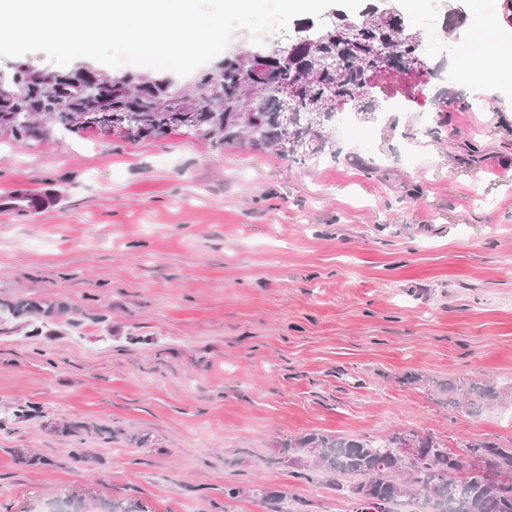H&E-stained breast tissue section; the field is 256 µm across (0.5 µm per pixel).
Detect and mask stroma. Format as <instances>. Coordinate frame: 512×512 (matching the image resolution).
Wrapping results in <instances>:
<instances>
[{"label": "stroma", "instance_id": "obj_1", "mask_svg": "<svg viewBox=\"0 0 512 512\" xmlns=\"http://www.w3.org/2000/svg\"><path fill=\"white\" fill-rule=\"evenodd\" d=\"M371 2L437 30L457 8L449 45L486 38L470 0ZM455 58L381 81L401 108L307 160L181 130L0 136V193L64 196L0 211V304L21 309L0 322V512H346L275 464L284 440L512 448L511 400L473 413L407 380L512 385V82L449 81ZM63 197L53 185L45 184L36 192L2 194L0 210L22 216H37L62 207Z\"/></svg>", "mask_w": 512, "mask_h": 512}]
</instances>
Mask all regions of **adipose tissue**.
<instances>
[{"label":"adipose tissue","mask_w":512,"mask_h":512,"mask_svg":"<svg viewBox=\"0 0 512 512\" xmlns=\"http://www.w3.org/2000/svg\"><path fill=\"white\" fill-rule=\"evenodd\" d=\"M473 7L482 26L495 32L496 37L481 43L474 53L460 57L457 65L468 72L471 84L486 88L500 83L504 78L500 58L512 52V30L501 28L496 14L487 9L486 0H473Z\"/></svg>","instance_id":"adipose-tissue-1"}]
</instances>
